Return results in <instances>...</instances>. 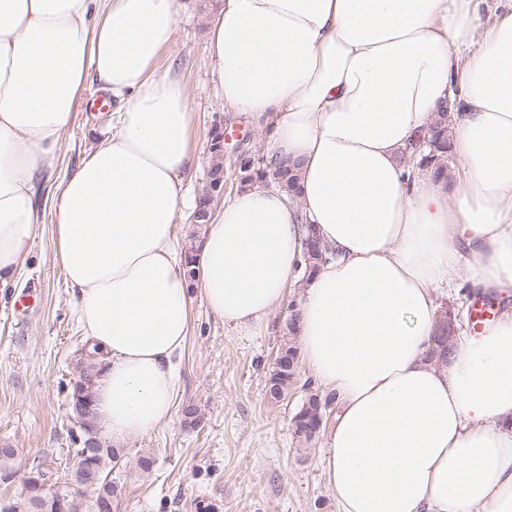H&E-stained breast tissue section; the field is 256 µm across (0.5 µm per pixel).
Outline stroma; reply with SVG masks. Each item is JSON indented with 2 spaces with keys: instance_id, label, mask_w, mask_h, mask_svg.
Returning a JSON list of instances; mask_svg holds the SVG:
<instances>
[{
  "instance_id": "stroma-1",
  "label": "stroma",
  "mask_w": 512,
  "mask_h": 512,
  "mask_svg": "<svg viewBox=\"0 0 512 512\" xmlns=\"http://www.w3.org/2000/svg\"><path fill=\"white\" fill-rule=\"evenodd\" d=\"M175 42L160 57L159 72L177 70L196 114L193 193L207 185L213 128L231 127L237 137L224 148L226 193H233L239 171L230 161L240 152L262 156V132L245 117L225 111L211 78L209 31L215 12L209 0H177ZM89 97L76 105V120L60 147L61 171L74 170L96 140L97 129L112 121L105 106L112 97L89 85ZM52 213L24 256L12 288L0 291V448H12L9 480L0 481V502L16 503L26 480L43 474L46 485L70 483L80 512H92L94 493L71 484L75 450L84 432L70 418L68 394L78 376L77 351L86 336L73 294L55 266L50 234ZM34 294L35 307L17 312L15 300ZM190 336L177 362L179 392L171 419L154 431L117 444L112 478L121 488L113 512H339L320 457L323 440L299 447L290 425L300 392L274 404L266 397L273 358L286 333L291 291L275 307L265 328L245 336L225 325L191 290ZM200 420L185 421L186 406ZM154 465L144 473L140 456Z\"/></svg>"
}]
</instances>
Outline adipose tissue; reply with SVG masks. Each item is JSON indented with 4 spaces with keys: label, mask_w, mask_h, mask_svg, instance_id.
Instances as JSON below:
<instances>
[{
    "label": "adipose tissue",
    "mask_w": 512,
    "mask_h": 512,
    "mask_svg": "<svg viewBox=\"0 0 512 512\" xmlns=\"http://www.w3.org/2000/svg\"><path fill=\"white\" fill-rule=\"evenodd\" d=\"M175 0H0V288L37 235L89 81L117 120L50 195L54 263L100 349L97 427L170 420L191 306L174 238L194 126L156 63ZM226 111L298 162L299 199L257 183L225 197L195 252L199 293L243 335L290 288L304 365L335 393L321 463L341 512H512V10L475 0H220L210 28ZM455 102L452 194L402 155ZM332 256L302 281L304 225ZM502 302L424 360L443 290Z\"/></svg>",
    "instance_id": "1"
}]
</instances>
